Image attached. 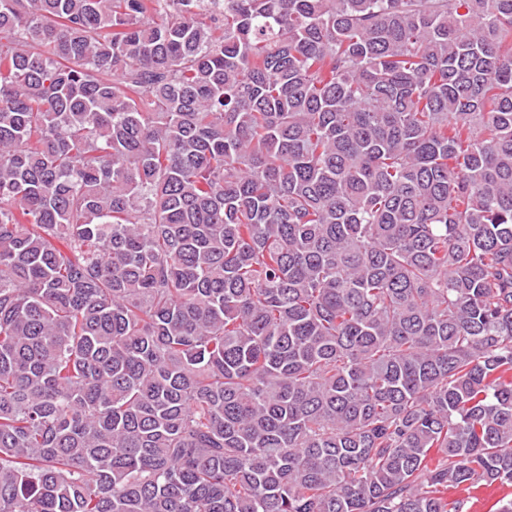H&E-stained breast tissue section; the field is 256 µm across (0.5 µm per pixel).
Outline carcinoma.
Here are the masks:
<instances>
[{
  "label": "carcinoma",
  "instance_id": "obj_1",
  "mask_svg": "<svg viewBox=\"0 0 512 512\" xmlns=\"http://www.w3.org/2000/svg\"><path fill=\"white\" fill-rule=\"evenodd\" d=\"M505 488L512 0H0V512Z\"/></svg>",
  "mask_w": 512,
  "mask_h": 512
}]
</instances>
